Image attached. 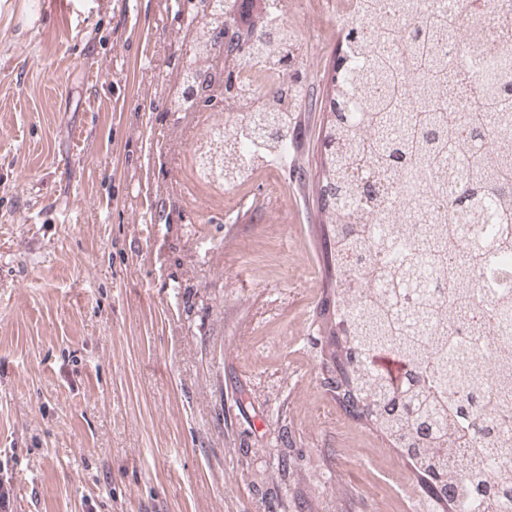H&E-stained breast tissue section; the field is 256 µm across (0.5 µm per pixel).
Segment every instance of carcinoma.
<instances>
[{"label":"carcinoma","mask_w":512,"mask_h":512,"mask_svg":"<svg viewBox=\"0 0 512 512\" xmlns=\"http://www.w3.org/2000/svg\"><path fill=\"white\" fill-rule=\"evenodd\" d=\"M362 18L341 29L345 66L324 101L326 123L312 189L327 227L336 276L323 365L341 374L338 402L428 480L436 512H512V281L497 266L512 250V67L476 81L465 98L458 81L512 55V30L480 43L472 17L485 0H399V15ZM240 0H214L212 18L189 23L194 57L221 47L218 25L239 31ZM237 65L273 64L286 73L275 96L299 107L305 74L298 31L272 13L255 17ZM458 38L444 54L436 34ZM238 94V70L212 69L209 86ZM180 79L169 112L194 110ZM272 132H260L259 126ZM296 113L238 112L201 160V169L246 182L255 159L228 146L244 136L264 143L293 137ZM389 353L396 379L374 367ZM458 448L467 453L448 465Z\"/></svg>","instance_id":"carcinoma-1"}]
</instances>
